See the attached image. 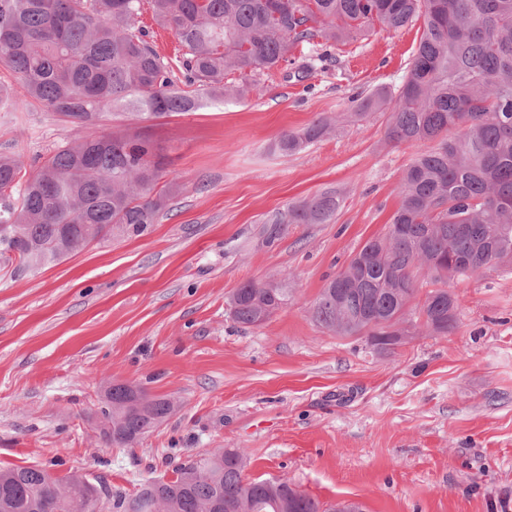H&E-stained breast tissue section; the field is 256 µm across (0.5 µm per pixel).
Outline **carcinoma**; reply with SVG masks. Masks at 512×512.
<instances>
[{"instance_id":"carcinoma-1","label":"carcinoma","mask_w":512,"mask_h":512,"mask_svg":"<svg viewBox=\"0 0 512 512\" xmlns=\"http://www.w3.org/2000/svg\"><path fill=\"white\" fill-rule=\"evenodd\" d=\"M182 48L174 72L138 26L143 2ZM423 18L416 54L395 99L354 100L355 115L389 110L386 138L436 146L403 170L401 202L384 234L368 239L311 304L338 336H365L388 353L416 313L432 333L454 328L459 301L441 287L414 304L417 273L434 281L512 266V0H0V63L27 96L86 134L53 148L31 173L0 154V261L38 267L112 232L140 236L167 210L154 192L161 162L150 140L104 133L109 110L140 119L193 112L206 99L246 98L252 77L295 64L292 50L345 43L374 25ZM243 83L228 86L229 73ZM321 116L282 134L274 150L299 152L335 130ZM340 197L323 191L275 213L269 242L287 224H328ZM290 282H246L230 298L234 320L256 326L288 303ZM178 408L129 384L106 389L98 417L108 443L132 447ZM246 455L220 448L176 465L174 477L131 494L43 465L0 468V512H336L281 480L247 481Z\"/></svg>"}]
</instances>
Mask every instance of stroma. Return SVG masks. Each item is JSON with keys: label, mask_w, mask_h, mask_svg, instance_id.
Instances as JSON below:
<instances>
[{"label": "stroma", "mask_w": 512, "mask_h": 512, "mask_svg": "<svg viewBox=\"0 0 512 512\" xmlns=\"http://www.w3.org/2000/svg\"><path fill=\"white\" fill-rule=\"evenodd\" d=\"M421 21L338 45L305 78L257 76L244 100L136 120L180 189L139 237L119 234L59 261L0 264V467L59 460L57 475L134 491L172 478L187 457L244 451L246 479L285 478L322 503L365 512H512V268L448 285L455 327H418L393 352L317 325L310 306L399 206L415 148L386 139L388 114L353 115L352 98L396 94ZM336 129L301 152L272 149L320 116ZM82 129L29 99L0 112V153L25 166ZM325 190L328 224L260 228ZM289 278L285 307L258 327L230 316L247 281ZM168 397L177 411L133 447L105 443L97 414L109 383Z\"/></svg>", "instance_id": "1"}]
</instances>
